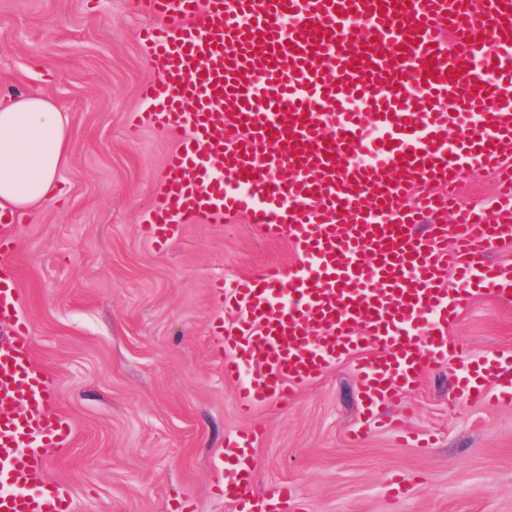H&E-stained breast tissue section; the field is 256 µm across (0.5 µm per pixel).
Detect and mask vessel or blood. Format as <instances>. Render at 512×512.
Segmentation results:
<instances>
[{"instance_id": "obj_1", "label": "vessel or blood", "mask_w": 512, "mask_h": 512, "mask_svg": "<svg viewBox=\"0 0 512 512\" xmlns=\"http://www.w3.org/2000/svg\"><path fill=\"white\" fill-rule=\"evenodd\" d=\"M157 72L141 90L148 126L176 143L142 226L163 244L185 224L240 215L286 238L301 263L217 282L224 377L253 374L243 411L291 401L341 356L355 367L362 416L412 391L461 345L467 298L512 292L489 249L512 240V0H139ZM476 168L497 178L496 209L453 225L456 189ZM0 213V512H72L43 456L72 428L33 356ZM499 379L497 391L488 380ZM456 395L512 401V356L459 369ZM249 470L224 478L244 497Z\"/></svg>"}]
</instances>
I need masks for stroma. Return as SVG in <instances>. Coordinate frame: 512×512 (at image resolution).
<instances>
[{"label": "stroma", "mask_w": 512, "mask_h": 512, "mask_svg": "<svg viewBox=\"0 0 512 512\" xmlns=\"http://www.w3.org/2000/svg\"><path fill=\"white\" fill-rule=\"evenodd\" d=\"M150 23L133 0H0V95L38 91L72 117L54 198L15 213L12 232L21 315L73 427L48 477L74 512H239L218 488L228 445L247 434L262 508L289 483L290 512H512V402L457 398L452 368L426 370L384 405L399 431L356 435L350 357L288 405L241 413L212 286L298 255L244 216L185 225L163 244L142 236L174 147L128 130L140 85L157 76L140 38ZM451 334L465 361L512 355V296H474Z\"/></svg>", "instance_id": "35a3bbf8"}]
</instances>
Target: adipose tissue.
<instances>
[{
  "mask_svg": "<svg viewBox=\"0 0 512 512\" xmlns=\"http://www.w3.org/2000/svg\"><path fill=\"white\" fill-rule=\"evenodd\" d=\"M70 115L39 95L0 100V209L39 206L68 158Z\"/></svg>",
  "mask_w": 512,
  "mask_h": 512,
  "instance_id": "obj_1",
  "label": "adipose tissue"
}]
</instances>
